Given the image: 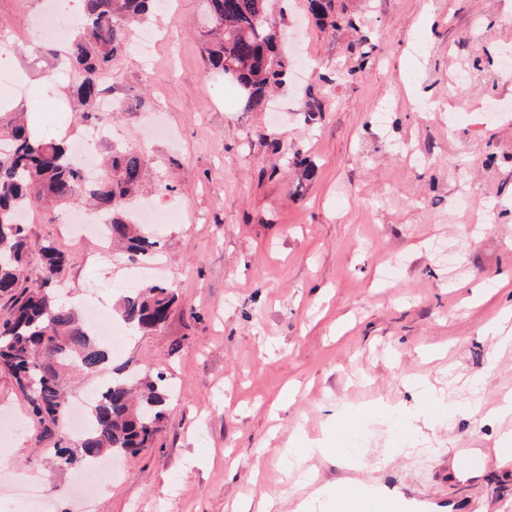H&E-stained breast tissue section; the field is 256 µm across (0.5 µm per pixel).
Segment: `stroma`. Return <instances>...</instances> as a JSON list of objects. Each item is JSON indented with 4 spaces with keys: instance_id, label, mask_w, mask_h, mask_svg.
<instances>
[{
    "instance_id": "stroma-1",
    "label": "stroma",
    "mask_w": 512,
    "mask_h": 512,
    "mask_svg": "<svg viewBox=\"0 0 512 512\" xmlns=\"http://www.w3.org/2000/svg\"><path fill=\"white\" fill-rule=\"evenodd\" d=\"M351 21L322 30L308 0H272L269 25L291 72L269 112H243L236 93L208 73L202 0H172L147 21L151 58L125 51L112 63L118 100L144 95L140 112L112 118L114 137L148 160L157 206L183 208L163 228L160 278L177 301L157 332L124 338L112 366L152 365L172 382L170 411L152 448L119 460L122 477L86 503L72 473L37 447L38 426L11 376L0 372V512L19 476L37 479L51 512H231L268 495L271 512H293L302 482L399 487L432 512H499L512 500V464L448 473L452 453L501 443L512 415L495 412L512 393V342L494 335L512 309V0H348ZM47 0H0V38L23 90L10 94L44 134L71 122L59 49L32 43ZM372 53L364 74L351 43ZM468 78H455L459 68ZM419 81L428 102L409 95ZM326 107L308 120L309 95ZM394 110L376 113L383 98ZM457 114L449 122V114ZM174 138L159 137L155 122ZM311 160L306 174L290 166ZM469 193L470 205L459 203ZM64 208L27 226L26 274L40 273L51 243L74 255L67 300L88 293L115 307L136 271L124 252L103 273L95 241L79 242ZM426 383L457 414L415 422L407 450L380 417L420 405L407 379ZM368 429L358 461L345 463L346 434ZM324 447L312 471L288 465L292 448Z\"/></svg>"
}]
</instances>
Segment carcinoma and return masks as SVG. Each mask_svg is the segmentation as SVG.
<instances>
[{
    "instance_id": "cac0c4a2",
    "label": "carcinoma",
    "mask_w": 512,
    "mask_h": 512,
    "mask_svg": "<svg viewBox=\"0 0 512 512\" xmlns=\"http://www.w3.org/2000/svg\"><path fill=\"white\" fill-rule=\"evenodd\" d=\"M81 24L63 56L79 75L72 84L73 112L85 121L96 113L101 78L128 45L129 29L161 9L163 0H81ZM269 0H204L215 26L205 52L208 68L231 71V86L244 112L267 108L272 91L285 81L288 65L277 52L278 33L267 23ZM316 24L336 29L343 18L334 0H308ZM149 182L144 156L130 147L114 148L97 180H83L70 163L66 139L32 132L27 113L0 112V296L11 301L0 323V368L14 379L39 424L38 447L54 450L63 470L79 472L106 456H135L153 445L165 419L170 386L149 367L121 368L90 413L82 435H66L63 421L69 398L62 380L67 372L91 374L109 360L108 347L78 313L58 296L64 271L74 257L54 244L40 248L41 275L24 278L27 227L24 217L43 203L88 206L107 213L106 233L123 244L132 261L154 258L157 232L132 212ZM175 303V291L155 283L123 295L115 313L130 332L160 329Z\"/></svg>"
}]
</instances>
